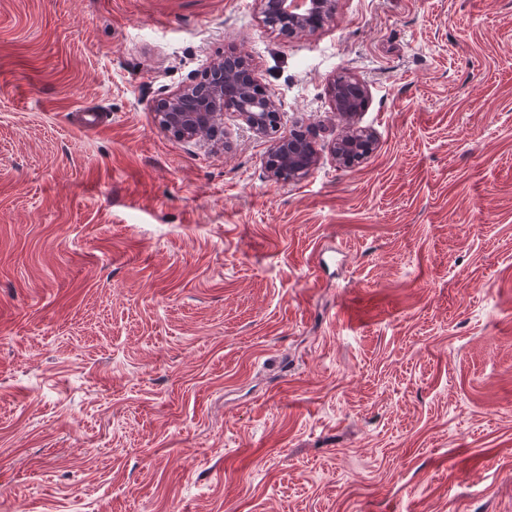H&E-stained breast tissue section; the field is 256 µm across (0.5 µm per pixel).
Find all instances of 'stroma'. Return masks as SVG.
<instances>
[{
    "mask_svg": "<svg viewBox=\"0 0 512 512\" xmlns=\"http://www.w3.org/2000/svg\"><path fill=\"white\" fill-rule=\"evenodd\" d=\"M233 51L307 176L153 112ZM0 512H512V0H0ZM285 0H259L260 13L268 26L283 28L285 34H302L330 17L335 0H304L299 8H283ZM360 92L357 93L358 98L348 92L341 93L336 102V86H331L332 101L337 115L345 122L348 123V129L345 133L334 142L333 155L339 164L350 165L355 161L366 156L371 150L373 145L372 135L358 128L352 127L350 121L363 107L364 86L357 81H354Z\"/></svg>",
    "mask_w": 512,
    "mask_h": 512,
    "instance_id": "stroma-1",
    "label": "stroma"
}]
</instances>
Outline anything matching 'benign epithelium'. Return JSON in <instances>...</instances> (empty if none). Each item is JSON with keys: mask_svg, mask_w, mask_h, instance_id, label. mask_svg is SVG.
Returning a JSON list of instances; mask_svg holds the SVG:
<instances>
[{"mask_svg": "<svg viewBox=\"0 0 512 512\" xmlns=\"http://www.w3.org/2000/svg\"><path fill=\"white\" fill-rule=\"evenodd\" d=\"M285 0H259L260 13L265 23L281 28L290 36L302 34L330 17L335 11V0H302L299 8L282 7ZM236 67L223 61L213 66L216 82H192L182 89L158 100L155 111L161 124L181 139L214 141L224 138V98L235 97L239 105L232 110L241 126L254 137L268 142L270 155L275 158L271 177L276 181H291L310 172L318 163L311 145L303 144V137L290 133L281 135L282 115L272 92L252 79L235 75ZM358 96L348 92L337 96L334 107L337 115L350 122L363 107L364 86L358 85ZM373 145L372 135L355 127H348L334 142L333 155L343 165H350L366 156Z\"/></svg>", "mask_w": 512, "mask_h": 512, "instance_id": "1", "label": "benign epithelium"}]
</instances>
